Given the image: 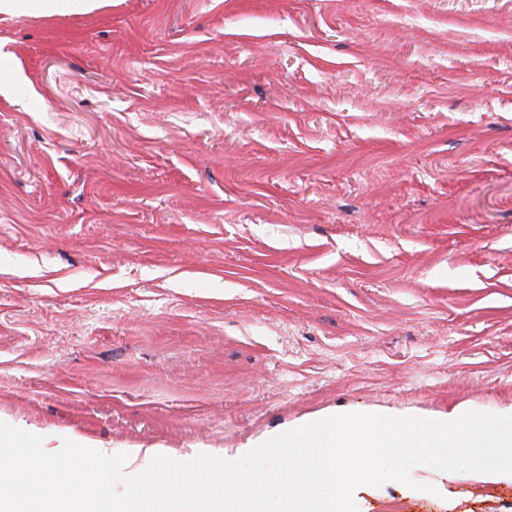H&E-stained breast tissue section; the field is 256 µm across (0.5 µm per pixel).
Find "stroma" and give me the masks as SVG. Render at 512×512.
I'll return each mask as SVG.
<instances>
[{
  "instance_id": "1",
  "label": "stroma",
  "mask_w": 512,
  "mask_h": 512,
  "mask_svg": "<svg viewBox=\"0 0 512 512\" xmlns=\"http://www.w3.org/2000/svg\"><path fill=\"white\" fill-rule=\"evenodd\" d=\"M512 408V0L0 15V421L235 455ZM358 512H512L426 465Z\"/></svg>"
}]
</instances>
